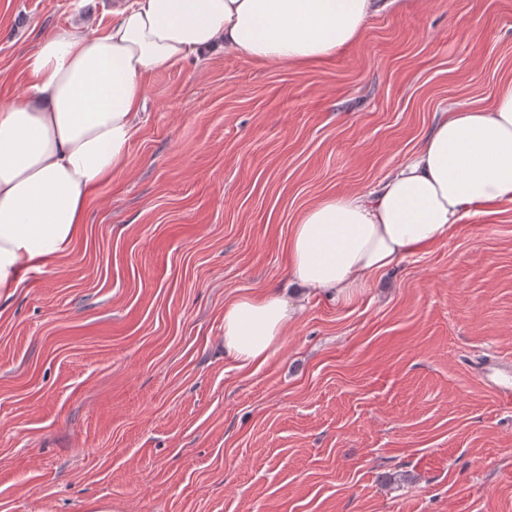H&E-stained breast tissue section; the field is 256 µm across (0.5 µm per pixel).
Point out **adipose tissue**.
Here are the masks:
<instances>
[{"label":"adipose tissue","instance_id":"1","mask_svg":"<svg viewBox=\"0 0 512 512\" xmlns=\"http://www.w3.org/2000/svg\"><path fill=\"white\" fill-rule=\"evenodd\" d=\"M376 0H130L112 26L44 36L31 82L0 103V291L65 255L95 188L121 171L142 114L143 73L214 52L308 64L358 40ZM512 202V82L487 108L442 113L423 147L370 193L324 199L288 241V294L224 306V350L264 362L309 296L349 299L370 276L444 242L470 211Z\"/></svg>","mask_w":512,"mask_h":512}]
</instances>
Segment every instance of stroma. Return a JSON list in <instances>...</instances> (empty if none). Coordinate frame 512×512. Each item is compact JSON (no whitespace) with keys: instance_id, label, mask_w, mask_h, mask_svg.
<instances>
[{"instance_id":"1","label":"stroma","mask_w":512,"mask_h":512,"mask_svg":"<svg viewBox=\"0 0 512 512\" xmlns=\"http://www.w3.org/2000/svg\"><path fill=\"white\" fill-rule=\"evenodd\" d=\"M126 0H0V101L24 56ZM512 81V0H389L324 61L221 52L144 73L124 170L71 251L0 294V512H512V203L311 297L261 366L224 305L288 283L317 201L367 192L442 112ZM479 381L494 391L505 403H512V384L501 380L512 378V363L497 356H488L475 367Z\"/></svg>"}]
</instances>
